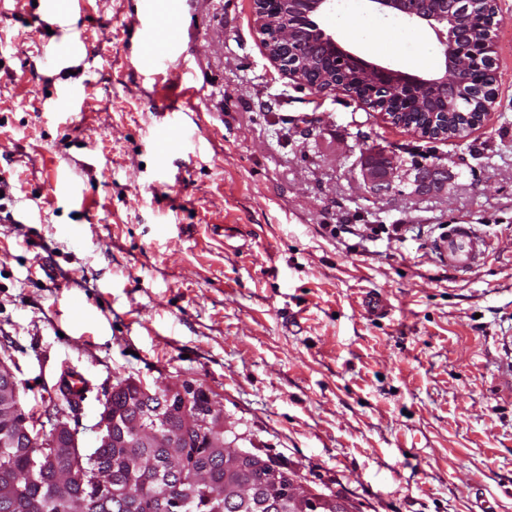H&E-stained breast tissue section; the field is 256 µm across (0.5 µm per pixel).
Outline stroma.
<instances>
[{
  "mask_svg": "<svg viewBox=\"0 0 512 512\" xmlns=\"http://www.w3.org/2000/svg\"><path fill=\"white\" fill-rule=\"evenodd\" d=\"M496 5L495 110L462 140L289 78L252 0H186L190 94L135 60L139 0H87L54 30L40 0L7 5L0 357L24 409L88 451L118 381H188L239 447L356 512H512V0ZM73 34L82 64L51 66ZM64 87L80 101L59 112ZM169 101L189 136L174 152L154 135ZM381 150L444 164L447 185L370 194L361 162ZM452 224L489 244L464 272L436 249ZM67 369L87 380L72 406Z\"/></svg>",
  "mask_w": 512,
  "mask_h": 512,
  "instance_id": "obj_1",
  "label": "stroma"
}]
</instances>
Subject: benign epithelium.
Returning a JSON list of instances; mask_svg holds the SVG:
<instances>
[{"mask_svg":"<svg viewBox=\"0 0 512 512\" xmlns=\"http://www.w3.org/2000/svg\"><path fill=\"white\" fill-rule=\"evenodd\" d=\"M381 13L400 14L410 21L427 26L442 47L443 67L426 76L412 74L390 65L370 61L356 51L344 46L336 34L324 26L323 18L333 9L334 0H253L256 29L269 61L302 86L322 92L330 88L343 89L363 105L380 109L391 101L409 96L416 98L424 93L432 95L430 125L425 137L437 139L448 128V109L454 105V92L470 80L471 69L496 70V46L489 36L478 44L466 42L467 32L463 20L479 9L497 11L491 0H369ZM316 50L323 51L322 63L327 69L342 66L365 74L371 80L370 89L362 94L344 81L315 80L309 78L308 58ZM480 99L481 109L476 119L462 115L452 137L461 139L494 110L497 93L494 86H478L474 91ZM448 175L447 167L433 165L415 169L410 174L394 157L384 152L369 154L363 163V178L370 192L376 194L393 185L394 181L409 183L413 192L424 194L442 187ZM191 384H173L160 393L146 386L138 399L127 404L122 417L117 418L104 410L98 423L99 448H126L128 444L118 439L117 427L137 435L148 447L154 442L170 449V462L184 472L191 469L187 461L185 444L194 439L198 446L214 456H224V499L238 506H246L255 496L256 485L245 479L248 470L265 469L270 478L280 481L282 470L263 456H256L237 446V438L229 435L231 428L213 398L202 408H191ZM0 418L9 426L31 438L44 441L45 448H76L78 437L66 423L57 421L51 435L33 436L23 409L19 385L9 363L0 361ZM90 493L81 506L100 508L101 498L93 493L104 486L103 471L97 465V456L87 461L84 477ZM346 506V502L332 494L319 493L303 479L288 475V484L281 498L283 512H333Z\"/></svg>","mask_w":512,"mask_h":512,"instance_id":"7a95c632","label":"benign epithelium"}]
</instances>
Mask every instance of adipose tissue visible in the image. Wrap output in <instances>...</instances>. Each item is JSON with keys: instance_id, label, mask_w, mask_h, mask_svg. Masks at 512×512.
<instances>
[{"instance_id": "adipose-tissue-1", "label": "adipose tissue", "mask_w": 512, "mask_h": 512, "mask_svg": "<svg viewBox=\"0 0 512 512\" xmlns=\"http://www.w3.org/2000/svg\"><path fill=\"white\" fill-rule=\"evenodd\" d=\"M338 30L346 39L360 43L365 51L379 53L389 46L405 65L425 68L431 63L428 43L419 32L405 33L382 19L359 14L339 25Z\"/></svg>"}]
</instances>
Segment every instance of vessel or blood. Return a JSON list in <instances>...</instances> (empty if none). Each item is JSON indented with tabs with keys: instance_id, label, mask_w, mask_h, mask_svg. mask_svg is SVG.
Masks as SVG:
<instances>
[{
	"instance_id": "1",
	"label": "vessel or blood",
	"mask_w": 512,
	"mask_h": 512,
	"mask_svg": "<svg viewBox=\"0 0 512 512\" xmlns=\"http://www.w3.org/2000/svg\"><path fill=\"white\" fill-rule=\"evenodd\" d=\"M181 0H140L138 23L141 45L138 62L142 69H155L159 63L177 60L180 75H187L186 61L178 60L177 47L181 42L177 18ZM85 45L74 37L53 47L51 54L56 65L70 66L83 58ZM487 242L475 225H451L438 251L447 259L450 267L466 269L480 262L486 253Z\"/></svg>"
}]
</instances>
